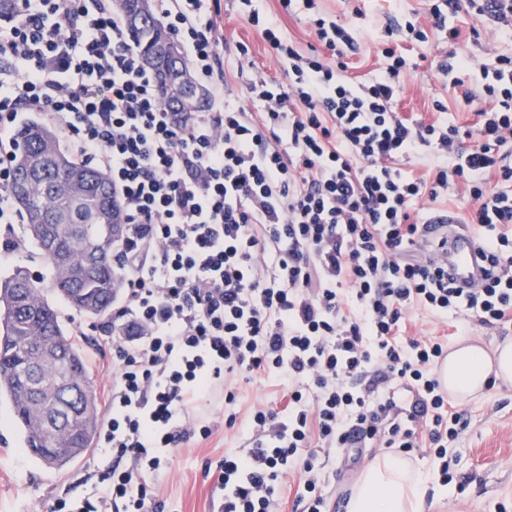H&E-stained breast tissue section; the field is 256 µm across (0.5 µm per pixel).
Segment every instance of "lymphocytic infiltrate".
I'll return each instance as SVG.
<instances>
[{"label": "lymphocytic infiltrate", "mask_w": 512, "mask_h": 512, "mask_svg": "<svg viewBox=\"0 0 512 512\" xmlns=\"http://www.w3.org/2000/svg\"><path fill=\"white\" fill-rule=\"evenodd\" d=\"M221 2L152 0L210 94L205 112L168 111L114 0H10L0 17V224L23 221L10 184L16 130L32 116L73 163L107 174L125 216L103 330L115 369L99 442L113 461L75 512H165L154 477L180 444L211 436L197 409L216 388L235 427V379L276 380L286 406L252 408L248 448L215 464L212 512H279L281 481L297 471L304 512H329L322 451L425 445L451 483L468 420L435 375L447 345L400 331L413 307L486 326L512 319V55L448 52L440 78L483 108L467 128L412 121L397 110V47L354 82L322 55L354 50L349 29L316 0H279L288 14L304 8L322 49L301 52L251 12L288 79L254 73L243 107L229 100ZM462 11L512 32V0H432L430 30L413 17L405 28L450 42ZM414 155L430 159L418 177L400 168ZM451 191L478 229L472 288L449 275L448 239L429 222Z\"/></svg>", "instance_id": "obj_1"}]
</instances>
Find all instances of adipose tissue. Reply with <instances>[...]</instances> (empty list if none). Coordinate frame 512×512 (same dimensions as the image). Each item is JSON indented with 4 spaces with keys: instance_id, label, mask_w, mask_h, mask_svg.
I'll return each instance as SVG.
<instances>
[{
    "instance_id": "obj_1",
    "label": "adipose tissue",
    "mask_w": 512,
    "mask_h": 512,
    "mask_svg": "<svg viewBox=\"0 0 512 512\" xmlns=\"http://www.w3.org/2000/svg\"><path fill=\"white\" fill-rule=\"evenodd\" d=\"M449 393L467 398L481 392L490 379L512 381V341L495 353L464 344L449 352L439 369ZM428 484L403 456H375L364 468L348 501L347 512H427Z\"/></svg>"
}]
</instances>
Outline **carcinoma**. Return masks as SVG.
Listing matches in <instances>:
<instances>
[{
	"mask_svg": "<svg viewBox=\"0 0 512 512\" xmlns=\"http://www.w3.org/2000/svg\"><path fill=\"white\" fill-rule=\"evenodd\" d=\"M132 44L159 79L161 99L173 112L184 92L166 79L157 52L176 47L151 0H115ZM11 194L24 217L25 239L52 273L51 289L24 270L0 278V399L9 402L25 451L58 470L93 447L100 427L83 346L69 332L49 292L78 314L108 318L119 288L116 245L105 236L119 206L103 171L75 166L55 130L29 124L17 133ZM30 184L31 205L18 196Z\"/></svg>",
	"mask_w": 512,
	"mask_h": 512,
	"instance_id": "1",
	"label": "carcinoma"
}]
</instances>
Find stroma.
<instances>
[{"mask_svg":"<svg viewBox=\"0 0 512 512\" xmlns=\"http://www.w3.org/2000/svg\"><path fill=\"white\" fill-rule=\"evenodd\" d=\"M252 7L280 25L285 36L304 52L316 42L306 13L300 9L284 14L279 0H252L248 8L240 0H224L225 40L231 44L245 43L249 49L245 58L230 60V68L239 69L244 79L258 70L274 79H285L284 65L276 59L260 30L248 21V10ZM318 7L328 19L354 31L358 52L348 59L346 74L350 79L362 81L379 72L384 65L380 51L385 43H392L410 62L404 93L398 103L399 112L413 121L435 120L431 101L437 96L448 107L447 121L459 125L472 123L480 101L465 102L436 78L435 64L450 45L434 38L420 43L407 34L389 32L390 27L404 21L407 15L426 19L428 0H318ZM454 24L460 31L453 45L458 51L487 60L512 53V37L495 32L467 13H460ZM57 308L70 332H84L92 386L97 399H104L113 372L111 349L100 348L96 322L77 315L65 303H58ZM405 323L407 336H444L452 348L462 343L475 344L491 353L504 340L512 339V324L484 326L465 311L449 314L444 319L414 309L408 312ZM448 401L468 416V426L457 445V472L467 482L465 492H458L456 484H442L433 475L428 449L417 448L408 454L409 459L430 473L431 490L442 495L434 512H512V383L498 382L476 396L461 399L452 395ZM258 403L281 408L283 393L271 381L242 385L239 400L242 413L231 429L224 425L223 392H216L201 406L200 414L211 427V436L183 444L171 469L157 479L159 496L168 503L171 512H211L212 480L205 476L204 466L206 462L217 461L225 452L247 445L251 432L245 412ZM23 445L24 437L13 423L9 404L0 402V512H48L55 498L91 497L95 486L92 474L112 465L111 453L96 446L75 466L57 471L46 468L24 452ZM375 455L374 449H366L352 463L333 454L319 455L330 512H346V499L364 466Z\"/></svg>","mask_w":512,"mask_h":512,"instance_id":"obj_1","label":"stroma"}]
</instances>
